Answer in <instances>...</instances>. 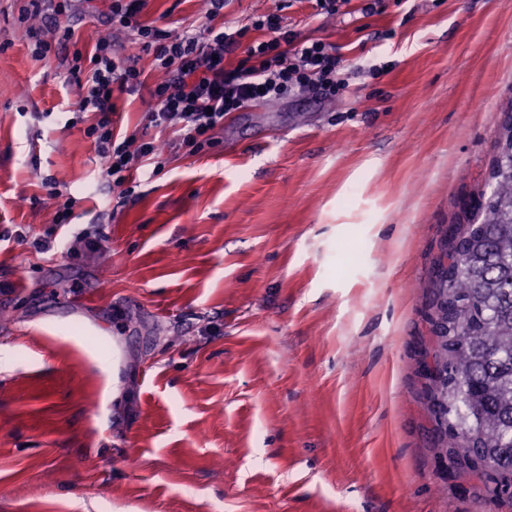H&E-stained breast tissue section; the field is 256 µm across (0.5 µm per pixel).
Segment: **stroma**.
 Instances as JSON below:
<instances>
[{
    "label": "stroma",
    "mask_w": 512,
    "mask_h": 512,
    "mask_svg": "<svg viewBox=\"0 0 512 512\" xmlns=\"http://www.w3.org/2000/svg\"><path fill=\"white\" fill-rule=\"evenodd\" d=\"M22 4L0 0V512H512L439 455L424 376L425 285L512 112V0H226V25L334 45L350 85L232 113L129 195L66 63L124 34L72 0L37 61ZM85 229L100 249L67 254Z\"/></svg>",
    "instance_id": "1"
}]
</instances>
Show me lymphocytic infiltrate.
Segmentation results:
<instances>
[{
	"mask_svg": "<svg viewBox=\"0 0 512 512\" xmlns=\"http://www.w3.org/2000/svg\"><path fill=\"white\" fill-rule=\"evenodd\" d=\"M33 13L42 15L41 27L30 29L29 42L35 60L59 55L74 35L70 25L71 0H28ZM146 0H110L102 14L107 26L128 29L132 39L124 53L114 52L112 43L97 39L91 56L74 53L70 67L77 88L78 111L94 116L87 127L101 159V176L113 186L132 183L144 162L178 148L195 155L211 147L224 128L227 114L250 105L312 94L336 96L345 88L343 60L331 44L300 38L275 14L252 17L248 26L214 27L224 0H209V26L167 30L142 24L139 15ZM265 31L253 41L244 58L234 66L223 59L233 52L249 29ZM152 50L157 77L146 85L141 70L129 62L139 50ZM148 88V126L172 128L177 138L164 143L117 132L115 93L129 95Z\"/></svg>",
	"mask_w": 512,
	"mask_h": 512,
	"instance_id": "lymphocytic-infiltrate-1",
	"label": "lymphocytic infiltrate"
}]
</instances>
